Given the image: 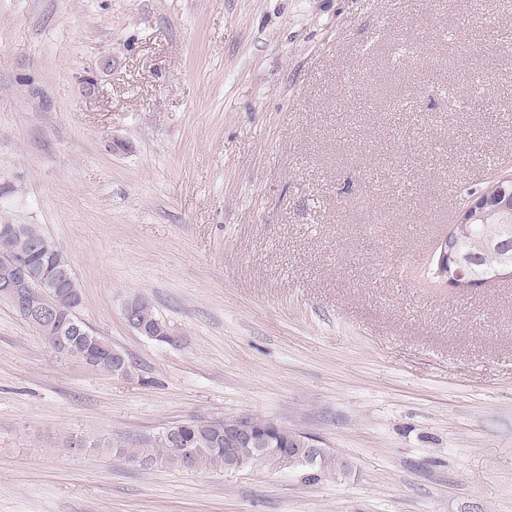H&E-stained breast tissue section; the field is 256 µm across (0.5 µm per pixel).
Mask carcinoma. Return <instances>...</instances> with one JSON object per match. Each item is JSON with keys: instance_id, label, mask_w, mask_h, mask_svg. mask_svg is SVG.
<instances>
[{"instance_id": "obj_1", "label": "carcinoma", "mask_w": 512, "mask_h": 512, "mask_svg": "<svg viewBox=\"0 0 512 512\" xmlns=\"http://www.w3.org/2000/svg\"><path fill=\"white\" fill-rule=\"evenodd\" d=\"M501 241L498 254L475 251L470 255L473 274L480 278L498 265L499 256L512 253V230H504L498 236ZM23 261L29 271L42 280L45 287L30 294L28 303L34 307L50 302L60 311L61 318L83 324L77 316L82 305V292L69 261L57 250L53 241L44 234L38 224H20L15 232L0 231V282L15 276L13 261ZM139 322L151 333V339L170 343L173 337L160 332L165 321L154 305L142 295L131 297ZM24 320L41 336L55 353L82 361L103 372L127 376L132 366L126 354L112 343L98 336L90 328L87 335L73 336L66 341L53 335L35 318ZM173 433L163 431L145 448H127L125 453L133 461L146 465L167 464L187 470H222L230 456L237 458L239 468L265 466L271 468L310 467L321 472H332L340 467L334 455L322 450L310 460L285 461L296 456L298 447L294 439L299 434L281 427L280 447L249 448L235 446V453L226 450L224 432L230 430L229 419H202L184 421L171 426Z\"/></svg>"}]
</instances>
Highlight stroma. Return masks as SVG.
Here are the masks:
<instances>
[{
	"label": "stroma",
	"instance_id": "1",
	"mask_svg": "<svg viewBox=\"0 0 512 512\" xmlns=\"http://www.w3.org/2000/svg\"><path fill=\"white\" fill-rule=\"evenodd\" d=\"M510 173L512 0H0V213L135 367L0 301V512H512V279L431 274ZM243 415L341 467L124 455ZM14 223L9 218L0 217V282L15 276L14 260L23 261L29 271L42 280L45 288H36L30 294L28 303L37 307L50 302L60 311L62 320H70L84 327L88 336H73L63 342L58 335H51L43 323L54 325L58 312L52 309L41 310L36 316L41 320L25 316L15 310L55 353L82 361L86 365L103 372L128 376L132 366L126 354L112 346L93 332L77 316L82 305V292L69 261L57 250L53 241L44 234L38 224ZM4 225L18 227L16 232H2ZM67 280L63 282V277ZM91 343H95L92 345ZM468 255L460 253L455 242L446 236L439 245L438 270L446 277L448 284L455 288H472L476 282H489L485 279H473L466 275ZM449 270V273H448ZM129 301H133L137 308L139 322L143 324L152 334V336L147 337L160 342L172 343L174 340L173 336H168L164 332L160 333V326H165L167 324L163 319H161L154 305L149 300H147L146 297L142 295H136L128 299L126 303ZM134 304L130 302L123 308V316L129 326L137 324Z\"/></svg>",
	"mask_w": 512,
	"mask_h": 512
}]
</instances>
